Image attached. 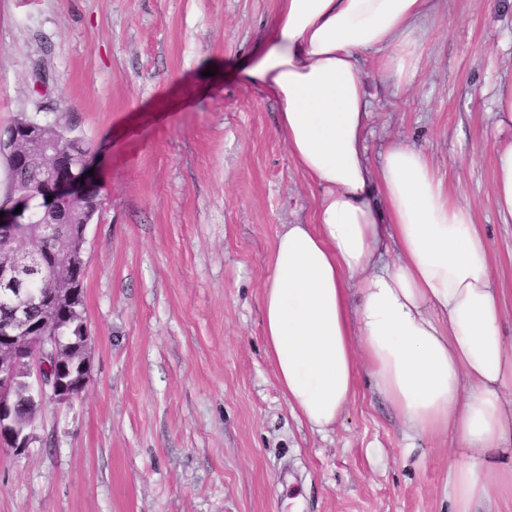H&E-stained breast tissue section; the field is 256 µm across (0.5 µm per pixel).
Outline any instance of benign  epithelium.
Segmentation results:
<instances>
[{"label":"benign epithelium","mask_w":512,"mask_h":512,"mask_svg":"<svg viewBox=\"0 0 512 512\" xmlns=\"http://www.w3.org/2000/svg\"><path fill=\"white\" fill-rule=\"evenodd\" d=\"M8 150L17 165L33 167L42 175L44 196L52 197L43 211V223L28 233L23 245L0 255V284L17 294L12 321L0 324V448L18 456L27 452L32 434L21 433L12 421L14 389L18 376L33 380L41 405L69 407L88 382V358H83L81 383L72 385L58 376L50 360L56 355L59 342L56 324L42 320L31 322L32 306L48 307L63 290L50 288L34 300L22 292L27 282H35L45 274V258L64 259L66 291L80 287L78 277L84 276L87 225L79 233L64 230L69 215L87 206L86 195L92 191L91 176L75 179L67 173L69 153L45 136L39 125L22 118L0 133V151Z\"/></svg>","instance_id":"7a95c632"}]
</instances>
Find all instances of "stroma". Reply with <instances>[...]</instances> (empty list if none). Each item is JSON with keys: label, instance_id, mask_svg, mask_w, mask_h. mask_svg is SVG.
Segmentation results:
<instances>
[{"label": "stroma", "instance_id": "stroma-1", "mask_svg": "<svg viewBox=\"0 0 512 512\" xmlns=\"http://www.w3.org/2000/svg\"><path fill=\"white\" fill-rule=\"evenodd\" d=\"M278 0H0V131L27 117L94 155L90 381L0 450V512H452L468 449L408 438L366 370L335 429L291 414L264 352L276 234L315 188L278 105L238 68ZM372 162L404 139L469 202L512 333V223L491 202L489 118L512 82V0H436L402 96L369 59Z\"/></svg>", "mask_w": 512, "mask_h": 512}]
</instances>
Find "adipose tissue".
<instances>
[{"mask_svg":"<svg viewBox=\"0 0 512 512\" xmlns=\"http://www.w3.org/2000/svg\"><path fill=\"white\" fill-rule=\"evenodd\" d=\"M432 0H279L242 78L279 104L278 130L318 191L285 224L261 291L265 352L290 411L331 429L365 366L409 436L471 449L453 467V512L512 496L487 460L512 429V336L472 206L420 148L388 144L372 165L365 54L402 95L415 83ZM493 203L512 222V139L496 142Z\"/></svg>","mask_w":512,"mask_h":512,"instance_id":"adipose-tissue-1","label":"adipose tissue"}]
</instances>
